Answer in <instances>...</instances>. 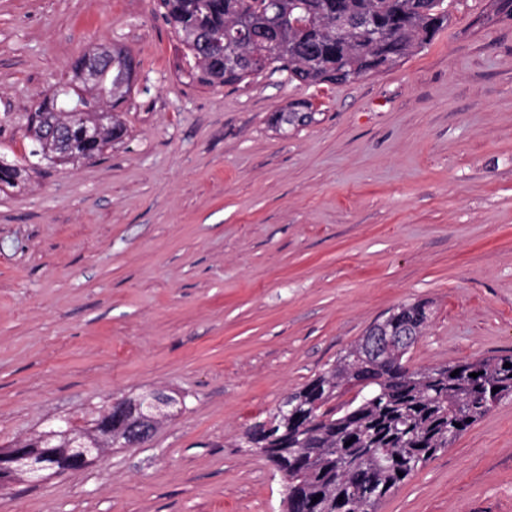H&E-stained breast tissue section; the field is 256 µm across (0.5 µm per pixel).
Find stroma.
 <instances>
[{"label":"stroma","mask_w":512,"mask_h":512,"mask_svg":"<svg viewBox=\"0 0 512 512\" xmlns=\"http://www.w3.org/2000/svg\"><path fill=\"white\" fill-rule=\"evenodd\" d=\"M391 70L202 87L154 0H0V159L91 48L130 50L123 144L0 192V448L109 402L185 400L152 438L0 491V512H283L245 430L401 303L416 367L512 353V17L456 0ZM308 102L280 135L268 118ZM379 512H512V398Z\"/></svg>","instance_id":"obj_1"}]
</instances>
